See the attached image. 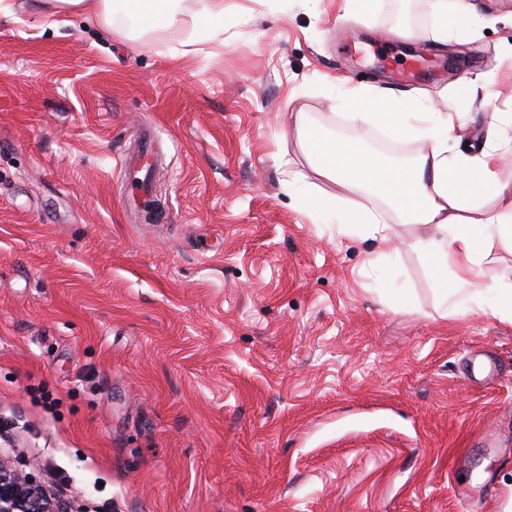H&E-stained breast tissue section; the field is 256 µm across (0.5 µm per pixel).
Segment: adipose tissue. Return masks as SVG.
<instances>
[{
	"mask_svg": "<svg viewBox=\"0 0 512 512\" xmlns=\"http://www.w3.org/2000/svg\"><path fill=\"white\" fill-rule=\"evenodd\" d=\"M50 12L93 13L103 23L125 15L137 25L175 28L181 0H45ZM342 104L354 120L382 126L391 137L424 142L426 148L404 163H390L370 151L362 137H339L313 123L307 112L296 115L302 151L311 175L286 169L283 184L314 220L323 224L365 227L387 241V211L401 223L427 224L430 237L416 248L439 272H460L451 307L512 319V287L479 279L475 267L494 241L512 243V183L498 177L496 150L479 157L448 154V121L440 113L421 111L413 100L397 101L370 92H354ZM359 191L383 200V207L352 203ZM498 204L489 211L487 202Z\"/></svg>",
	"mask_w": 512,
	"mask_h": 512,
	"instance_id": "adipose-tissue-1",
	"label": "adipose tissue"
}]
</instances>
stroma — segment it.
Instances as JSON below:
<instances>
[{"mask_svg": "<svg viewBox=\"0 0 512 512\" xmlns=\"http://www.w3.org/2000/svg\"><path fill=\"white\" fill-rule=\"evenodd\" d=\"M464 33L426 0H224L221 38L48 13L0 19V453L72 512H512V321L447 314L453 280L390 240L313 223L295 115L367 143L350 89L503 146L512 0ZM418 65L416 76L397 70ZM155 134L154 218L121 158Z\"/></svg>", "mask_w": 512, "mask_h": 512, "instance_id": "1", "label": "stroma"}]
</instances>
